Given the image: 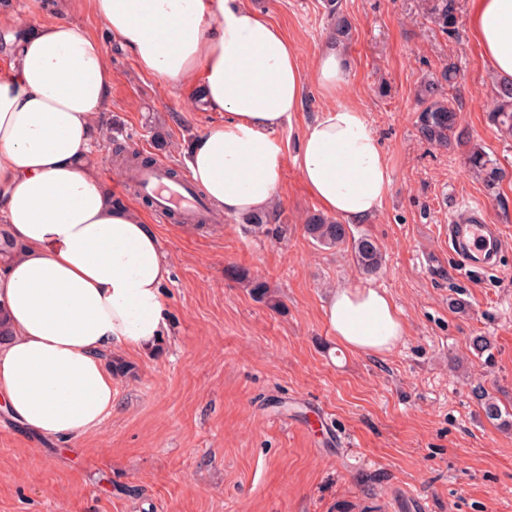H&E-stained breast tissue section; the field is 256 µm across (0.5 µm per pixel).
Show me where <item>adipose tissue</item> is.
<instances>
[{
	"instance_id": "obj_1",
	"label": "adipose tissue",
	"mask_w": 512,
	"mask_h": 512,
	"mask_svg": "<svg viewBox=\"0 0 512 512\" xmlns=\"http://www.w3.org/2000/svg\"><path fill=\"white\" fill-rule=\"evenodd\" d=\"M139 69L180 88L199 85L208 124L186 150L189 173L225 215L271 212L288 158L276 137L302 106L306 78L327 98L306 124L295 161L324 213L370 220L391 188L382 146L361 108L337 102L348 63L327 44L312 71L269 17L246 0H93ZM491 69L512 82V0H473L469 19ZM21 29L0 71V223L18 245L0 263V408L37 435L62 439L111 415L114 351L147 354L164 336L172 274L142 208L115 206L88 157L111 107L102 43L66 19ZM323 315L353 353L383 355L406 334L386 291L330 289Z\"/></svg>"
}]
</instances>
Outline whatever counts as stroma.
I'll return each mask as SVG.
<instances>
[{"instance_id":"obj_1","label":"stroma","mask_w":512,"mask_h":512,"mask_svg":"<svg viewBox=\"0 0 512 512\" xmlns=\"http://www.w3.org/2000/svg\"><path fill=\"white\" fill-rule=\"evenodd\" d=\"M43 2L10 7L36 23L71 21L109 58L112 108L90 155L103 179L122 181L119 144L185 171L183 150L212 112L141 72L92 0L61 13ZM247 2L312 68L332 26L326 0ZM457 3L447 34L429 0H339L352 31L337 100L364 111L392 181L379 212L349 232L380 243L381 269L367 274L350 245L323 247L306 232L319 206L295 158L326 103L308 84L277 135L290 159L276 206L285 237L229 216L196 229L151 217L173 265L166 336L153 354L120 353L131 371L114 379V410L97 429L52 442L0 412V512H412L415 498L424 512H512V137L487 119L498 81L469 28L471 0ZM449 67L463 136L441 147L420 137L417 90ZM473 146L506 169L496 190L466 171ZM465 205L498 226V271L461 273L449 251ZM367 279L406 323L382 356L340 349L323 316L329 288ZM477 335L491 362L474 355ZM487 399L501 421L486 418Z\"/></svg>"}]
</instances>
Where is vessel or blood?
Returning <instances> with one entry per match:
<instances>
[{"label":"vessel or blood","instance_id":"1","mask_svg":"<svg viewBox=\"0 0 512 512\" xmlns=\"http://www.w3.org/2000/svg\"><path fill=\"white\" fill-rule=\"evenodd\" d=\"M169 169L167 162L159 161L137 176L142 193L152 200L155 214L164 218L184 213L196 223L215 222V215L199 204L190 177L172 180ZM448 249L462 270H491L499 261L501 239L494 225L486 223L482 209L467 206L459 209L448 226Z\"/></svg>","mask_w":512,"mask_h":512}]
</instances>
